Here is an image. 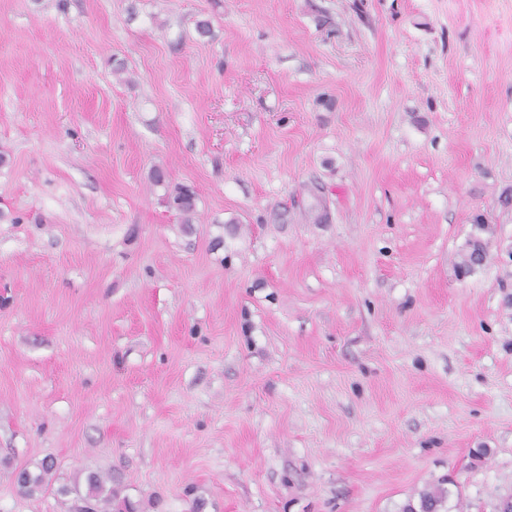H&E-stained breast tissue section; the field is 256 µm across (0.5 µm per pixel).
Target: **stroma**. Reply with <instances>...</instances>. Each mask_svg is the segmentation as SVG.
Wrapping results in <instances>:
<instances>
[{
  "mask_svg": "<svg viewBox=\"0 0 512 512\" xmlns=\"http://www.w3.org/2000/svg\"><path fill=\"white\" fill-rule=\"evenodd\" d=\"M0 154V512L512 497V0H0ZM54 468V462L51 459H43L39 466V473H34L28 469H23L22 472L25 475V479L19 487L22 491L27 494H32L36 490L40 489L44 482V475ZM23 474L21 472L17 475V483H21L23 480ZM88 490L84 497L80 500L83 505L79 507L80 512H99L98 503L104 494V486L100 478L94 474H89L87 478Z\"/></svg>",
  "mask_w": 512,
  "mask_h": 512,
  "instance_id": "1",
  "label": "stroma"
}]
</instances>
